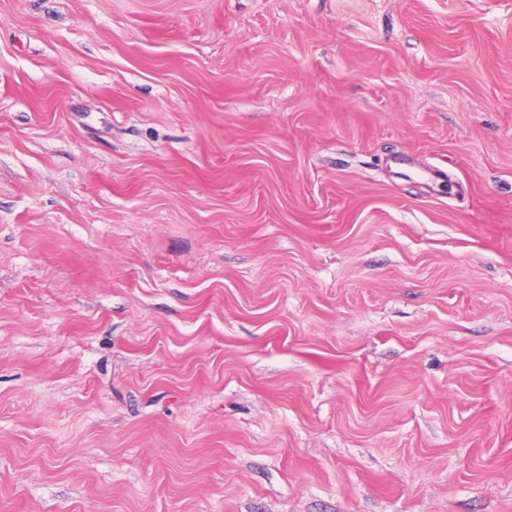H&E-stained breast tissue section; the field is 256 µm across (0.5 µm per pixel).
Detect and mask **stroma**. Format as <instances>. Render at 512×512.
<instances>
[{
    "label": "stroma",
    "instance_id": "stroma-1",
    "mask_svg": "<svg viewBox=\"0 0 512 512\" xmlns=\"http://www.w3.org/2000/svg\"><path fill=\"white\" fill-rule=\"evenodd\" d=\"M0 512H512V0H0Z\"/></svg>",
    "mask_w": 512,
    "mask_h": 512
}]
</instances>
